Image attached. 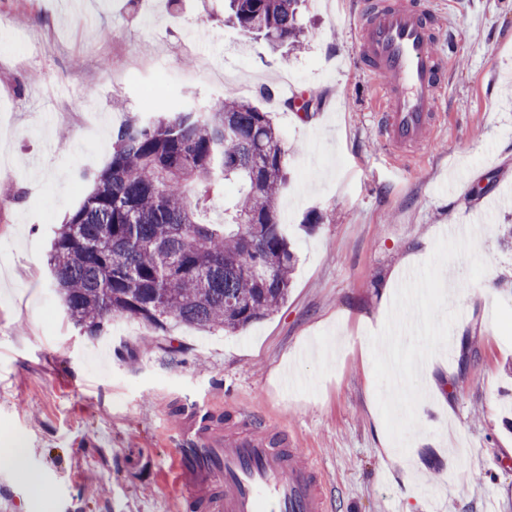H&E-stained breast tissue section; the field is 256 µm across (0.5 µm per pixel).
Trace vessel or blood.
I'll list each match as a JSON object with an SVG mask.
<instances>
[{
  "label": "vessel or blood",
  "instance_id": "vessel-or-blood-1",
  "mask_svg": "<svg viewBox=\"0 0 512 512\" xmlns=\"http://www.w3.org/2000/svg\"><path fill=\"white\" fill-rule=\"evenodd\" d=\"M357 26L366 76L385 78L373 94L379 135L400 147L426 144L447 90L433 17L413 0H362ZM177 438L171 469L189 491L183 512H332L319 461L247 405L225 414L211 404L187 407Z\"/></svg>",
  "mask_w": 512,
  "mask_h": 512
}]
</instances>
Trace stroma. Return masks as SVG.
Wrapping results in <instances>:
<instances>
[{
  "instance_id": "stroma-1",
  "label": "stroma",
  "mask_w": 512,
  "mask_h": 512,
  "mask_svg": "<svg viewBox=\"0 0 512 512\" xmlns=\"http://www.w3.org/2000/svg\"><path fill=\"white\" fill-rule=\"evenodd\" d=\"M453 34L447 108L405 164L376 133L355 51L360 0H307L299 52L226 24L222 0H0V487L19 512H179L183 408L248 403L325 468L334 512H512V0H428ZM34 47L22 60L14 47ZM322 98L309 117L293 94ZM246 97L270 113L288 180L277 210L297 263L286 302L227 334L128 319L85 336L48 272L53 232L129 116ZM323 217L303 226L310 212ZM451 224L489 268L466 281L407 453L388 443L361 348L403 261ZM26 449L23 470L10 462Z\"/></svg>"
}]
</instances>
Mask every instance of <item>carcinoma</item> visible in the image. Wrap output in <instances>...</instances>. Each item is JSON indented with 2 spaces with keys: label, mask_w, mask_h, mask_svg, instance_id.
Listing matches in <instances>:
<instances>
[{
  "label": "carcinoma",
  "mask_w": 512,
  "mask_h": 512,
  "mask_svg": "<svg viewBox=\"0 0 512 512\" xmlns=\"http://www.w3.org/2000/svg\"><path fill=\"white\" fill-rule=\"evenodd\" d=\"M304 0H224L229 18L270 47L303 45ZM82 203L54 233L48 265L66 318L102 336L116 318L234 334L278 311L297 257L276 201L287 181L270 113L227 98L127 119L112 158L86 177ZM224 222L202 214L226 184Z\"/></svg>",
  "instance_id": "cac0c4a2"
}]
</instances>
